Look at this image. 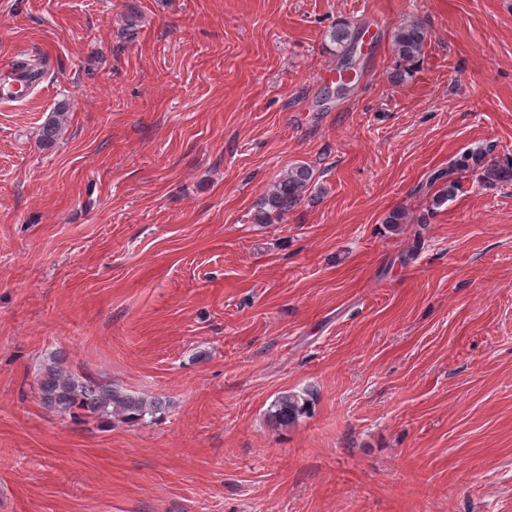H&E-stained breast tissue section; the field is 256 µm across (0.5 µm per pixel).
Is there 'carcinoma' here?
Instances as JSON below:
<instances>
[{
  "label": "carcinoma",
  "mask_w": 512,
  "mask_h": 512,
  "mask_svg": "<svg viewBox=\"0 0 512 512\" xmlns=\"http://www.w3.org/2000/svg\"><path fill=\"white\" fill-rule=\"evenodd\" d=\"M332 43L336 44L344 62L342 73L346 83L355 80L348 74L351 63L355 62L358 36L347 24L338 23L329 31ZM425 40L424 30L417 24H408L397 29L394 48L398 57L412 64L421 55ZM69 105L62 102L49 115L42 127L41 139L44 146L55 143L63 132L68 119ZM491 150L478 148L461 154L448 169L432 172L424 185L429 191L436 184H442L433 197L431 205L439 206L452 198L459 189L457 174L477 173L485 185L512 184V160L503 163L490 157ZM314 183L311 167L299 164L289 168L262 196L257 204L256 221L268 224L298 206L307 199V192ZM40 398L44 405L73 419L94 417L102 422L114 420L127 424H138L156 414L162 408L157 400L145 399L128 390L114 385H100L87 376H78L54 357L40 368ZM309 400L300 392L284 390L271 402L268 417L277 427L294 424L308 411Z\"/></svg>",
  "instance_id": "carcinoma-1"
}]
</instances>
